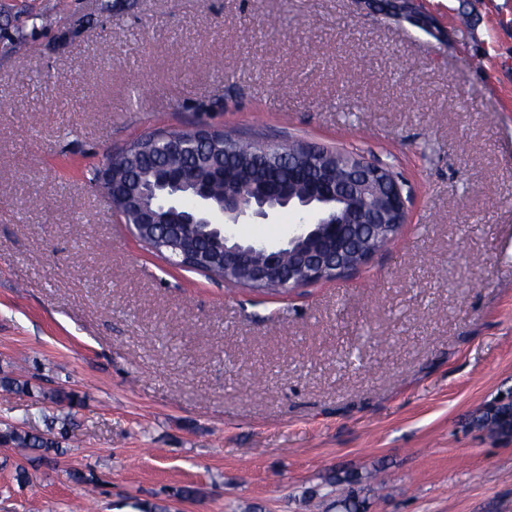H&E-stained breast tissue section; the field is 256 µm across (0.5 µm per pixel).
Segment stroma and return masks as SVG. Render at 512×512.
<instances>
[{"label":"stroma","mask_w":512,"mask_h":512,"mask_svg":"<svg viewBox=\"0 0 512 512\" xmlns=\"http://www.w3.org/2000/svg\"><path fill=\"white\" fill-rule=\"evenodd\" d=\"M414 3L435 33L363 0H0V370L35 386L0 428L65 412L42 379L82 400L27 482L0 447V512H318L376 469L368 512H512V438L472 422L512 392V0ZM198 125L357 149L408 220L286 295L174 267L85 172Z\"/></svg>","instance_id":"stroma-1"}]
</instances>
